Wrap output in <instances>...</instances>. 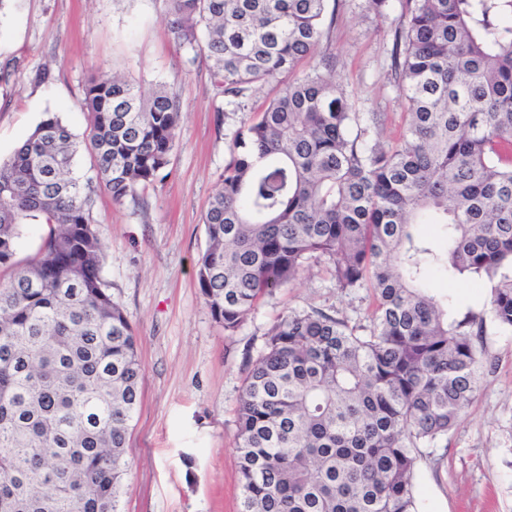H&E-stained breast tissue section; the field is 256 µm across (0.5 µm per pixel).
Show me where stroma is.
I'll use <instances>...</instances> for the list:
<instances>
[{
	"mask_svg": "<svg viewBox=\"0 0 512 512\" xmlns=\"http://www.w3.org/2000/svg\"><path fill=\"white\" fill-rule=\"evenodd\" d=\"M390 25L364 0H343L331 33L336 77L363 112L382 115L383 140L404 120L389 71ZM48 80H39L42 71ZM117 71L145 87L166 82L182 118L172 163L136 198L97 191L93 224L106 245L112 298L132 322L142 365L141 405L131 426L122 512H239L236 404L266 333L291 311L319 309L366 324L368 290L342 292L314 263L263 298L234 333L214 321L200 293L203 216L230 159L241 113L225 112L209 66L170 31L161 0H11L0 18V158H8L47 112L75 134L88 117L86 82ZM453 307L482 311L487 288L434 273ZM484 367L458 425L423 449L421 512H512V332L486 322L476 337Z\"/></svg>",
	"mask_w": 512,
	"mask_h": 512,
	"instance_id": "1",
	"label": "stroma"
}]
</instances>
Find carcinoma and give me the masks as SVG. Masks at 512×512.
<instances>
[{
  "instance_id": "carcinoma-1",
  "label": "carcinoma",
  "mask_w": 512,
  "mask_h": 512,
  "mask_svg": "<svg viewBox=\"0 0 512 512\" xmlns=\"http://www.w3.org/2000/svg\"><path fill=\"white\" fill-rule=\"evenodd\" d=\"M178 44L244 111L197 261L212 318L322 261L376 304L366 326L290 312L237 399L240 512H418L420 449L462 417L482 360L474 326L512 331V0H366L395 14L390 70L406 122L392 144L332 74L339 0H161ZM79 138L51 113L0 161V512H121L141 401L135 330L103 277L97 188L116 203L171 164L181 107L117 75L91 78ZM85 148L96 177L82 183ZM428 216L429 237L417 226ZM48 235L26 264L21 227ZM432 271L480 280L488 315L437 299Z\"/></svg>"
}]
</instances>
